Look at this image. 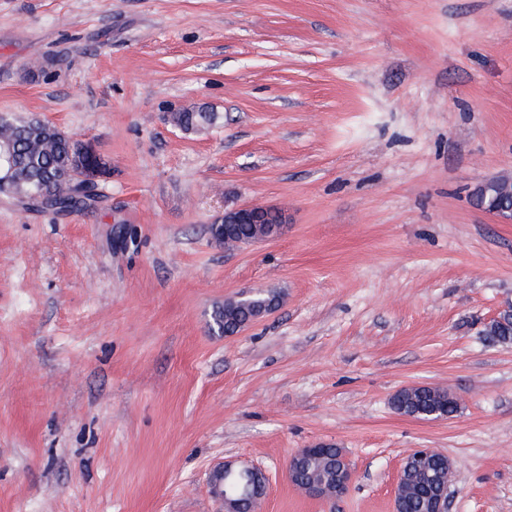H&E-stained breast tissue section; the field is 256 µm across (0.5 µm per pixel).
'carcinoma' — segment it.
Listing matches in <instances>:
<instances>
[{
	"label": "carcinoma",
	"instance_id": "obj_1",
	"mask_svg": "<svg viewBox=\"0 0 512 512\" xmlns=\"http://www.w3.org/2000/svg\"><path fill=\"white\" fill-rule=\"evenodd\" d=\"M167 120L186 133H197L216 124L218 114L205 106L172 112ZM0 144L11 148L10 174L0 181V194L19 202L44 198L47 209L56 212H91L101 194L90 195L76 183L75 163L80 143L61 129L34 115L11 112L0 113ZM264 230L262 224H224L211 226L215 241L223 243L253 238ZM276 298L261 295L229 300L214 309V330L233 334L241 330L246 321L275 305ZM484 335L500 344H512V305L500 314V319L489 322ZM391 405L397 412L419 419L433 415L454 416L460 409L457 397L445 390L432 387H408L396 392ZM322 464L314 461L295 466L292 477L297 482L317 481L321 478ZM262 484L260 473L250 478L231 477L221 482L223 493L240 501L242 512L251 504L248 482Z\"/></svg>",
	"mask_w": 512,
	"mask_h": 512
}]
</instances>
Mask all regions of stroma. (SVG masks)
Returning a JSON list of instances; mask_svg holds the SVG:
<instances>
[{
  "mask_svg": "<svg viewBox=\"0 0 512 512\" xmlns=\"http://www.w3.org/2000/svg\"><path fill=\"white\" fill-rule=\"evenodd\" d=\"M218 112L187 134L169 113ZM0 112L105 162L94 211L0 198V512H221L211 472L261 468L256 512H394L418 448L448 512H512V0H0ZM278 209L235 252L225 210ZM278 306L230 336L224 300ZM454 392L451 419L392 396ZM354 481L312 499L304 448ZM503 178V179H502ZM501 180L506 181L508 190H501L499 188V183ZM491 186L497 187L499 190H501L502 196L500 199V202L498 205H496V210H493L492 212H489L493 215H495L497 218L501 219L504 222H511L512 221V179L511 177L502 176L499 177L497 180L493 181H485L481 183L476 188V193L483 191L484 193L487 192L488 189H490ZM511 186V187H510ZM511 196V207L508 206L507 197ZM508 311L500 314L499 310L489 321L484 329V335L490 340L500 344H512V305L508 303ZM500 320H494L499 317ZM493 320V321H492Z\"/></svg>",
  "mask_w": 512,
  "mask_h": 512,
  "instance_id": "1",
  "label": "stroma"
}]
</instances>
